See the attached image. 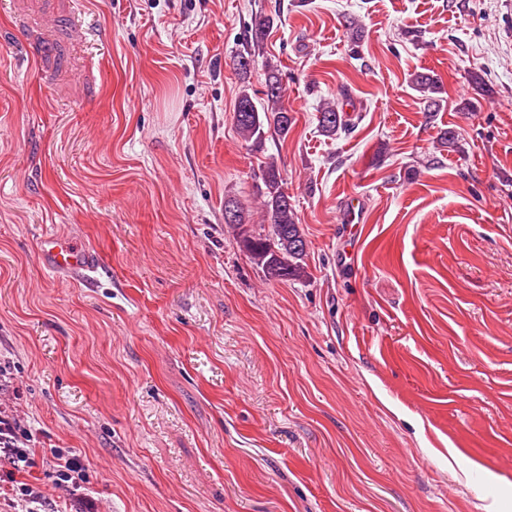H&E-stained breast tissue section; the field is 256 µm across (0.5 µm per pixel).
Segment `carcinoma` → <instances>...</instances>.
<instances>
[{"label": "carcinoma", "mask_w": 512, "mask_h": 512, "mask_svg": "<svg viewBox=\"0 0 512 512\" xmlns=\"http://www.w3.org/2000/svg\"><path fill=\"white\" fill-rule=\"evenodd\" d=\"M270 25L271 18L265 14L259 13L252 18L250 28L244 33L246 49L237 54L235 60L239 72H248L249 66L243 64V60L254 61L256 50L261 48ZM410 83L421 94L428 111L439 110L437 94L441 93V87L438 78L428 72H417ZM263 95L264 102L258 106L248 91H242L234 110L236 131L252 147L260 146L270 129L287 135L293 123L284 103L281 73L270 62L266 64ZM345 125L343 109L330 101L321 105L318 127L323 135L334 136ZM256 197L262 214L259 224L247 220L244 207L237 200L224 202V223L233 230L240 251L271 279L288 281L304 277L308 242L296 223L291 197L283 188V177L273 160L262 168V186L256 187Z\"/></svg>", "instance_id": "1"}]
</instances>
